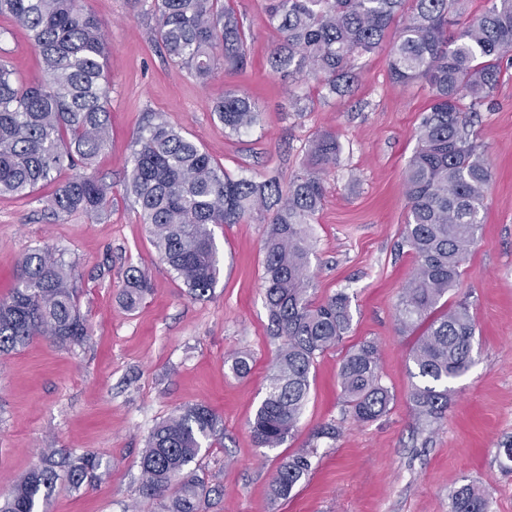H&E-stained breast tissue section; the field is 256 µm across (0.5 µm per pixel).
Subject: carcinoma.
Wrapping results in <instances>:
<instances>
[{
  "label": "carcinoma",
  "instance_id": "1",
  "mask_svg": "<svg viewBox=\"0 0 512 512\" xmlns=\"http://www.w3.org/2000/svg\"><path fill=\"white\" fill-rule=\"evenodd\" d=\"M461 0H265L268 20L281 34L270 50L272 74L313 77L324 97L343 96L356 79L355 60L383 48L387 31L402 23L388 51V74L399 86L421 83L431 102L416 130L417 148L404 176L407 214L402 239L416 268L397 305L401 332L422 329L411 351L409 401L426 420L448 409V381L474 363L475 322L468 305L449 302L462 265L481 228L492 182L486 150L473 137L470 116L494 99L504 69L512 67V0H486L470 18ZM157 42L169 60L207 82L216 61L226 69L247 63L246 35L224 0H154ZM0 16L31 33L45 81L22 85L0 59V195L25 197L43 182L59 181L50 208L96 215L110 202V186L90 170L109 128L110 79L105 23L82 0H0ZM212 112L224 132L259 121L257 103L228 90ZM340 146L330 132L314 136L303 170L283 189L271 176L233 179L194 141L163 119L138 130L126 195L139 206L153 243L188 292L202 298L217 284L218 224L264 216V300L274 336L282 339L267 392L250 428L260 448L282 447L297 429L317 355L339 344L351 327V298L311 296V224L325 198L324 175ZM71 175L61 178L62 173ZM149 289L131 266L122 299L135 310ZM76 280L50 247H34L18 263L17 286L0 301V353L42 336L59 346L87 336L75 305ZM347 411L359 422L377 420L392 394L382 383L372 342L352 348L339 367ZM224 438V419L203 404L183 407L152 430L140 458L141 493L164 512H202L204 482L191 464L205 440ZM316 449L286 456L270 484L271 500L288 498L311 471ZM72 484L100 477L108 464L95 454L52 451L0 495V512H48L58 470ZM449 512H487L485 498L463 485L449 496Z\"/></svg>",
  "mask_w": 512,
  "mask_h": 512
}]
</instances>
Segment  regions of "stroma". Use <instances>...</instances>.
<instances>
[{"mask_svg": "<svg viewBox=\"0 0 512 512\" xmlns=\"http://www.w3.org/2000/svg\"><path fill=\"white\" fill-rule=\"evenodd\" d=\"M153 0H86L107 24L111 77L110 134L93 173L112 188L100 215L53 214L54 187L26 197L0 195V300L17 281V263L47 245L73 266L77 306L89 334L59 347L36 337L0 355V493L48 450L109 461L100 481L60 483L50 512H161L140 493V456L152 428L184 406L204 403L224 419V437L199 460L206 494L202 512H448L449 493L472 484L489 512H512V468L498 450L512 440V69L494 106L474 123L485 145L492 184L478 239L452 300L467 301L476 322L475 362L448 383V409L432 424L408 398L415 335L400 333L396 304L416 267L402 231L407 212L406 163L430 94L388 76L386 51L357 61L352 92L323 98L313 81L290 84L269 72L280 35L264 0H232L247 36L243 69L216 67L207 83L167 61L155 39ZM0 56L23 84L41 81L28 31L0 17ZM253 97L259 122L228 135L212 112L226 90ZM312 102L294 111L292 95ZM162 117L234 178L278 177L288 184L310 140L335 133L340 153L325 176L326 196L312 226V294L351 297L352 325L341 346L317 355L298 429L282 447L255 444L249 429L266 393L277 339L264 301L260 218L215 226L219 280L204 299L191 296L159 259L138 207L124 193L136 133ZM144 271L151 291L136 311L122 304L129 266ZM378 347L382 382L393 400L369 423L345 411L338 383L346 349ZM249 354L251 370L228 369L233 353ZM336 440L315 439L324 425ZM314 449L312 470L285 500L271 502L269 484L281 457Z\"/></svg>", "mask_w": 512, "mask_h": 512, "instance_id": "stroma-1", "label": "stroma"}]
</instances>
